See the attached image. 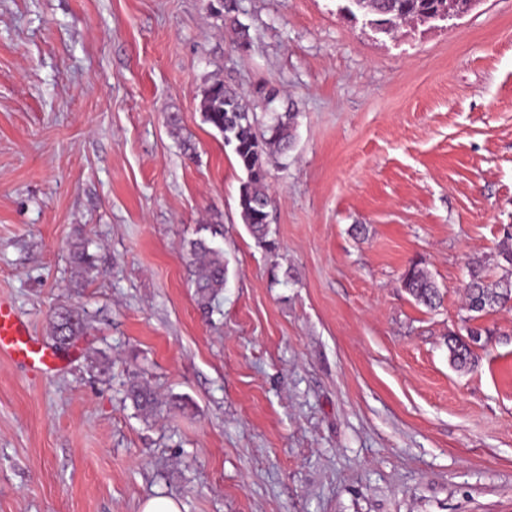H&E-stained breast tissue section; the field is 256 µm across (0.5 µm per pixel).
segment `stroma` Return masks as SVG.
<instances>
[{
  "instance_id": "35a3bbf8",
  "label": "stroma",
  "mask_w": 512,
  "mask_h": 512,
  "mask_svg": "<svg viewBox=\"0 0 512 512\" xmlns=\"http://www.w3.org/2000/svg\"><path fill=\"white\" fill-rule=\"evenodd\" d=\"M208 4L0 0V299L47 341L57 306L90 315L50 377L0 358V512H512V307L471 368L448 352L512 224V0L394 36L346 0H238L244 50ZM216 78L297 113L270 250L202 117ZM208 224L206 316L185 255ZM414 261L436 309L400 284ZM133 379L188 411L137 417ZM185 268L199 308L208 312L226 284L224 254L211 247L205 238L190 240ZM89 241L79 239L72 246L71 263L83 274H90L97 269L94 256L89 253Z\"/></svg>"
}]
</instances>
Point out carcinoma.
Listing matches in <instances>:
<instances>
[{
    "instance_id": "carcinoma-1",
    "label": "carcinoma",
    "mask_w": 512,
    "mask_h": 512,
    "mask_svg": "<svg viewBox=\"0 0 512 512\" xmlns=\"http://www.w3.org/2000/svg\"><path fill=\"white\" fill-rule=\"evenodd\" d=\"M443 0H362V9L375 17L385 32L394 31L402 22L417 13H435ZM224 28L233 35L232 44L243 47L250 43L248 28L236 15L218 12ZM201 111L204 122L224 135V145L232 148L247 180L239 188L238 207L244 224L260 244L271 235L268 208V165L288 154L294 136L296 113L292 104L279 97L271 88L262 96V111L243 103L237 91L222 80H215L203 90ZM71 263L88 275L96 270L94 256L89 253V241L80 239L72 246ZM496 266L502 270L495 281L483 275V265L471 267L470 279L464 286L467 311L482 313L512 303V233L503 231ZM188 281L194 288L197 304L207 312L212 301L224 290L226 267L224 254L210 246L204 238L188 242L185 259ZM401 287L415 301L435 308L440 303L437 285L428 273L412 263L401 276ZM88 319L87 312L74 306H60L52 314L53 337L57 345L65 346L81 334ZM453 364L464 367L473 358V349L454 337L448 340ZM127 398L145 419L154 416L161 403L146 384L133 380L127 388Z\"/></svg>"
}]
</instances>
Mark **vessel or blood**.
<instances>
[{
	"label": "vessel or blood",
	"instance_id": "obj_1",
	"mask_svg": "<svg viewBox=\"0 0 512 512\" xmlns=\"http://www.w3.org/2000/svg\"><path fill=\"white\" fill-rule=\"evenodd\" d=\"M48 376L55 372L61 357L51 345L33 336L16 310L0 301V356Z\"/></svg>",
	"mask_w": 512,
	"mask_h": 512
}]
</instances>
